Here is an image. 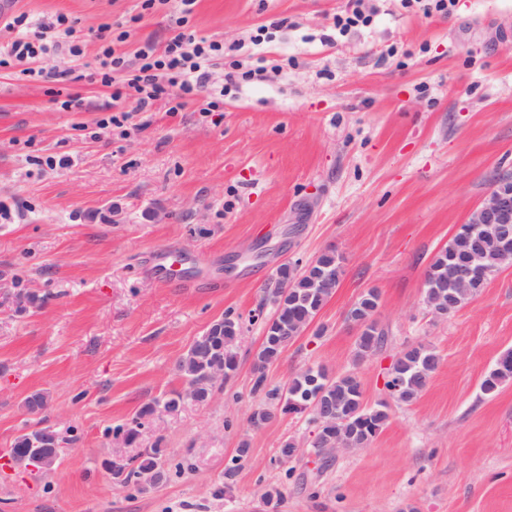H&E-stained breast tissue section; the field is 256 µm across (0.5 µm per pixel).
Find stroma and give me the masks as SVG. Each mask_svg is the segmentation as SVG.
<instances>
[{"mask_svg":"<svg viewBox=\"0 0 512 512\" xmlns=\"http://www.w3.org/2000/svg\"><path fill=\"white\" fill-rule=\"evenodd\" d=\"M347 0H198L190 28L222 42L224 70L261 68L225 84L217 111L202 98L178 112L156 102L129 136L98 128L109 88L87 80L0 75V456L26 427L54 430L64 450L46 472L0 469V512H512V381L480 385L512 350V264L445 317L424 303L436 253L512 176V0H458L450 14L365 0L368 26L339 32ZM35 18L66 14L86 41L123 25V45L165 40L174 4L17 0ZM81 106L61 109L67 97ZM68 158L49 169L43 158ZM265 244L266 257L238 261ZM332 249L343 273L312 328L266 375L300 368L354 373L364 402H388L369 447L319 458L306 413L248 418L267 290L281 264ZM165 250L184 287L148 267ZM378 289L389 336L354 360L348 313ZM45 300L18 311V291ZM242 325L238 368L203 404H162L185 391L176 366L226 312ZM434 348L442 361L419 398L389 402L398 353ZM47 410L26 413L32 392ZM156 402L153 415L141 408ZM141 418L126 444L117 426ZM294 439V458L278 451ZM248 446L238 458L240 446ZM161 447L154 483L113 478L105 464ZM232 478H225L227 469ZM279 497L265 501L266 491Z\"/></svg>","mask_w":512,"mask_h":512,"instance_id":"stroma-1","label":"stroma"}]
</instances>
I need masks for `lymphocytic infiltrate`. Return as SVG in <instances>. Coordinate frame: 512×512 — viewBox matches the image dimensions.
<instances>
[{"instance_id": "f902f5d3", "label": "lymphocytic infiltrate", "mask_w": 512, "mask_h": 512, "mask_svg": "<svg viewBox=\"0 0 512 512\" xmlns=\"http://www.w3.org/2000/svg\"><path fill=\"white\" fill-rule=\"evenodd\" d=\"M197 0H178L175 29L164 43L148 40L139 45L134 55L120 51L130 33L101 27L99 50L93 65H86L84 49L76 36L73 21L57 15L50 21L29 23L27 14L13 16L9 29L16 38L0 47V70L21 66L23 75L48 81L86 79L111 88L113 113L100 118V125L123 127L118 115L126 100H133L139 112L151 111L157 100L165 99L172 111L184 108L187 100L207 91L215 69L224 60L222 43L197 36L187 24ZM69 58L62 70H48L42 65L50 53Z\"/></svg>"}]
</instances>
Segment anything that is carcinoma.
<instances>
[{"mask_svg": "<svg viewBox=\"0 0 512 512\" xmlns=\"http://www.w3.org/2000/svg\"><path fill=\"white\" fill-rule=\"evenodd\" d=\"M481 233L479 243L475 244L464 237L463 231H457L429 265L425 291L442 293L441 306L445 311L453 312L461 307L460 303L448 298V281L457 267L473 263L496 271L512 262V251L502 252V241L494 228H483ZM341 273V259L333 250L318 256L309 272L297 263L284 264L277 271L275 287L286 290V293L272 317L257 314L264 323V336L255 356L252 392L263 397L264 407L252 413L250 423L260 427L272 418L276 410L307 413L316 400L324 415L313 441V447L317 449L336 442L348 449L365 448L388 420L386 405L381 404L377 408L364 405L362 384L352 373L332 377L321 367H307L294 373L282 386L268 383L267 367L277 362L288 345L313 322L337 287ZM379 302V293L370 289L349 311L348 317L361 327L355 340V358L359 361L374 357L387 343L386 331L374 319ZM240 333L239 318L228 312L197 337L179 359L177 370L187 385L196 387L197 401L203 403L211 397L209 376L213 371L222 370L227 378L237 370L238 360L233 348ZM440 362V355L423 345L401 352L393 362L386 382V385L396 388L392 398L403 403L416 399ZM511 380L512 351H508L483 379L481 389L491 394L502 383ZM48 403V395L38 391L27 397L25 406L30 413L39 414L47 409ZM27 448L26 438L18 436L11 448L13 468L27 471L36 464ZM107 467L117 477L127 470L136 477L150 473L157 480L162 476L160 449L154 448L125 463L109 462Z\"/></svg>", "mask_w": 512, "mask_h": 512, "instance_id": "1", "label": "carcinoma"}]
</instances>
